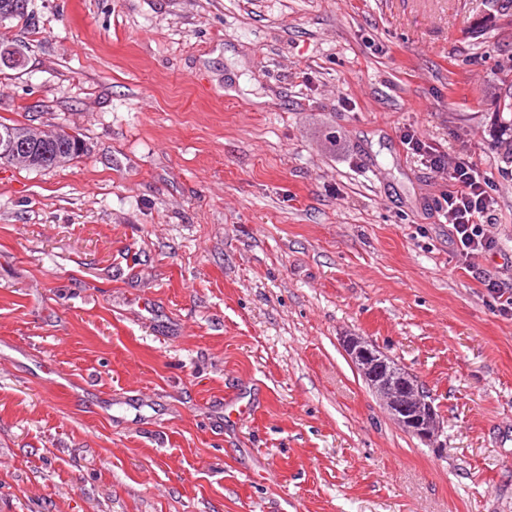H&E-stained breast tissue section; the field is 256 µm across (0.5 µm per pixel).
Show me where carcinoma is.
Returning a JSON list of instances; mask_svg holds the SVG:
<instances>
[{
	"instance_id": "1",
	"label": "carcinoma",
	"mask_w": 512,
	"mask_h": 512,
	"mask_svg": "<svg viewBox=\"0 0 512 512\" xmlns=\"http://www.w3.org/2000/svg\"><path fill=\"white\" fill-rule=\"evenodd\" d=\"M26 11L19 9L17 0H0V22L21 18ZM497 113L501 123L512 130V85L504 91ZM1 142H21L29 145L32 160L25 161L0 154V162L16 163L27 169L47 171L62 166L84 154L85 144L80 134L60 129L46 133L29 124L0 121Z\"/></svg>"
}]
</instances>
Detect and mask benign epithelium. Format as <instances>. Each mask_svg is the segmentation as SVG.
<instances>
[{
	"label": "benign epithelium",
	"mask_w": 512,
	"mask_h": 512,
	"mask_svg": "<svg viewBox=\"0 0 512 512\" xmlns=\"http://www.w3.org/2000/svg\"><path fill=\"white\" fill-rule=\"evenodd\" d=\"M343 345L389 415L419 440L434 441L440 430V420L422 384L361 336H346Z\"/></svg>",
	"instance_id": "benign-epithelium-1"
}]
</instances>
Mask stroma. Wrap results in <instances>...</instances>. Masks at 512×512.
Listing matches in <instances>:
<instances>
[{"label":"stroma","mask_w":512,"mask_h":512,"mask_svg":"<svg viewBox=\"0 0 512 512\" xmlns=\"http://www.w3.org/2000/svg\"><path fill=\"white\" fill-rule=\"evenodd\" d=\"M507 0H29L0 116V512H512ZM471 160L464 264L407 155ZM502 284L489 293L481 281ZM429 391L427 444L342 347ZM0 141L21 142L29 145L33 155L31 161L11 158L9 154L1 155L0 162L16 163L27 169L47 171L73 161L84 154L85 144L79 133L59 129L46 133L30 124L7 123L0 121ZM27 145H10L2 153H23L29 151ZM400 140L407 152L420 158L426 168L448 177V193L438 210L448 223L458 255L465 262L496 248L487 227L495 225V199L487 190V179L471 161L452 160L448 153L426 142L412 127L400 129Z\"/></svg>","instance_id":"stroma-1"}]
</instances>
